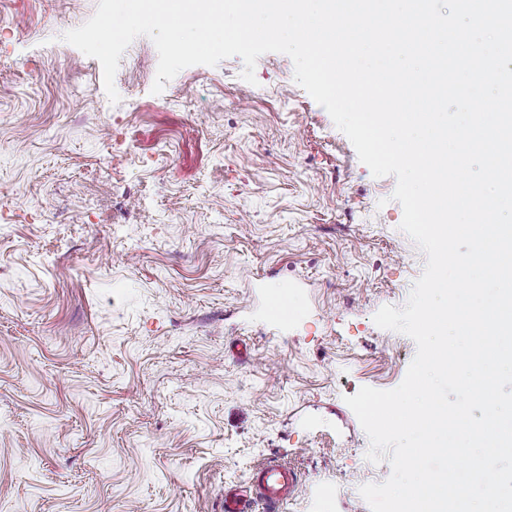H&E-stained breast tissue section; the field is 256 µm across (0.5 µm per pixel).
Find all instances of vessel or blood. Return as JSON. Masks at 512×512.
I'll return each mask as SVG.
<instances>
[{"label":"vessel or blood","instance_id":"vessel-or-blood-1","mask_svg":"<svg viewBox=\"0 0 512 512\" xmlns=\"http://www.w3.org/2000/svg\"><path fill=\"white\" fill-rule=\"evenodd\" d=\"M248 483L250 493L244 494L228 489L224 492V512H250L252 502H261L267 512L287 500L294 492L297 476L288 465L271 460L251 473Z\"/></svg>","mask_w":512,"mask_h":512}]
</instances>
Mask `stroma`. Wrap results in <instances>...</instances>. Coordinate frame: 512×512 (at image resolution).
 I'll use <instances>...</instances> for the list:
<instances>
[{"label":"stroma","mask_w":512,"mask_h":512,"mask_svg":"<svg viewBox=\"0 0 512 512\" xmlns=\"http://www.w3.org/2000/svg\"><path fill=\"white\" fill-rule=\"evenodd\" d=\"M96 8L0 0V512H224L271 458L277 512H371L391 466L345 399L403 381L416 344L373 317L426 265L395 176L282 53L155 95L141 36L111 103L63 39ZM248 483L254 499L272 511L295 491L297 476L288 465L270 460L253 470Z\"/></svg>","instance_id":"1"}]
</instances>
